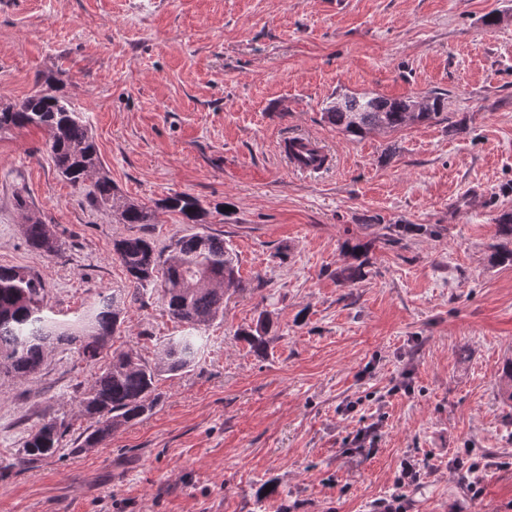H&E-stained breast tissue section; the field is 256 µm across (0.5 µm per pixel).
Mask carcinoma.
<instances>
[{"label": "carcinoma", "instance_id": "obj_1", "mask_svg": "<svg viewBox=\"0 0 512 512\" xmlns=\"http://www.w3.org/2000/svg\"><path fill=\"white\" fill-rule=\"evenodd\" d=\"M411 99L385 98L372 93L345 94L328 106L324 119L337 130L355 138L372 130H395L425 125L439 119L445 98L428 97L422 112L409 111ZM35 127L47 135L49 151L58 173L73 184L94 179L93 201L113 210L122 224H150L152 210L120 200L112 180L102 172L97 146L79 113L61 97L40 91L18 105L0 107V132ZM160 206L177 211L189 224H200L205 209L197 199L176 193L161 200ZM27 243L37 251L57 253L52 228L29 217L23 225ZM499 243L491 259L512 265V216L497 224ZM371 244L351 247L355 263L336 272V277L355 282L366 275ZM114 254L137 291H146L161 282L169 315L184 326L182 334L163 340L161 353L152 363L133 351L112 353V361L95 384L79 400L89 426L76 447L93 448L109 438L116 428L134 423L149 414L158 403L156 382L164 374L176 375L191 368L205 341L204 333L224 315V295L244 289L232 251L224 239L205 231L178 237L168 253L156 249L145 236H129L113 244ZM45 288L40 277L20 267L0 266V368L17 377H30L41 368L47 347L57 342L72 345L85 361L103 357L121 326L123 308L115 297H105L75 320L59 322L50 316ZM272 323L259 314L255 325L240 336L256 353L269 344ZM64 423L54 417L44 419L18 450L17 464L29 466L58 452L66 435Z\"/></svg>", "mask_w": 512, "mask_h": 512}]
</instances>
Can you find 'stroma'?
<instances>
[{
    "label": "stroma",
    "mask_w": 512,
    "mask_h": 512,
    "mask_svg": "<svg viewBox=\"0 0 512 512\" xmlns=\"http://www.w3.org/2000/svg\"><path fill=\"white\" fill-rule=\"evenodd\" d=\"M40 90L82 113L118 196L155 218L119 223L58 176L43 131H5L0 266L38 273L60 319L126 296L112 346L155 360L182 328L160 290L132 300L112 243L167 249L191 227L158 202L185 193L245 288L196 365L99 447L69 449L102 363L59 346L33 376L0 374V512H373L396 495L405 512H512V266L490 260L512 214V0H0V105ZM346 92H438L446 117L355 139L322 117ZM295 136L332 167L290 171ZM28 215L58 254L28 246ZM366 241V277L337 280ZM262 312L260 356L239 332ZM49 416L66 448L15 466ZM371 427L374 448H354ZM408 460L420 478L401 487Z\"/></svg>",
    "instance_id": "1"
}]
</instances>
